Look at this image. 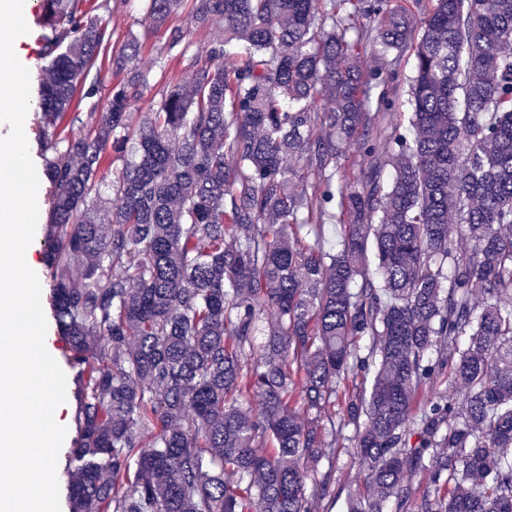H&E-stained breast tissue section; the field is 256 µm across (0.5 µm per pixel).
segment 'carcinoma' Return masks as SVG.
I'll return each mask as SVG.
<instances>
[{
    "mask_svg": "<svg viewBox=\"0 0 512 512\" xmlns=\"http://www.w3.org/2000/svg\"><path fill=\"white\" fill-rule=\"evenodd\" d=\"M82 2L41 0L39 90L71 512H326L338 448L346 512H512V0H433L416 35L389 0H193L224 39L188 90L133 126L128 42L127 82L70 139L104 39ZM408 48L410 133H389L379 60Z\"/></svg>",
    "mask_w": 512,
    "mask_h": 512,
    "instance_id": "cac0c4a2",
    "label": "carcinoma"
}]
</instances>
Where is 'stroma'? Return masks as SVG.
Instances as JSON below:
<instances>
[{
  "label": "stroma",
  "mask_w": 512,
  "mask_h": 512,
  "mask_svg": "<svg viewBox=\"0 0 512 512\" xmlns=\"http://www.w3.org/2000/svg\"><path fill=\"white\" fill-rule=\"evenodd\" d=\"M87 9L90 16L102 17L106 32L103 48L85 77L86 82L97 84L98 92L91 99L74 98L64 121L66 135L75 138L87 133L88 113L102 111L111 97L113 87L127 79L128 70L122 66L119 58V50L126 42L132 39L140 42L142 57L138 67L146 73L148 78L146 86L141 89L130 106L136 121L140 122L150 112L156 111L166 93L183 80L189 58L221 35L220 28L198 27L193 24L190 0H184L178 13L172 15L166 27L161 29L154 28L150 22L147 15V0H88ZM27 25L29 32L25 36L23 45L24 64L30 72L32 94L24 122V132L28 139L31 159L36 170L40 171L44 168V158L41 152V109L37 90L47 80L48 70L44 58L46 31L42 26L39 0L31 2ZM173 27L182 28L185 32L183 42L175 47L170 45L168 39V31ZM386 67L397 76L392 123L402 130L408 124L410 107L407 103L405 79L412 73L413 55L408 51L390 52L386 57ZM53 196L52 184L48 179H41L37 193L39 208L37 238L30 254L38 269L42 289L41 300L48 323L46 338L49 351L60 367L65 369L69 366L70 345L67 338L61 335L53 314V288L45 264V254L49 246L46 224ZM75 414L76 385L70 382L66 385V401L61 411L67 434L59 451L57 463L60 512H70L67 501L72 472L68 467V460L76 435Z\"/></svg>",
  "instance_id": "1"
}]
</instances>
